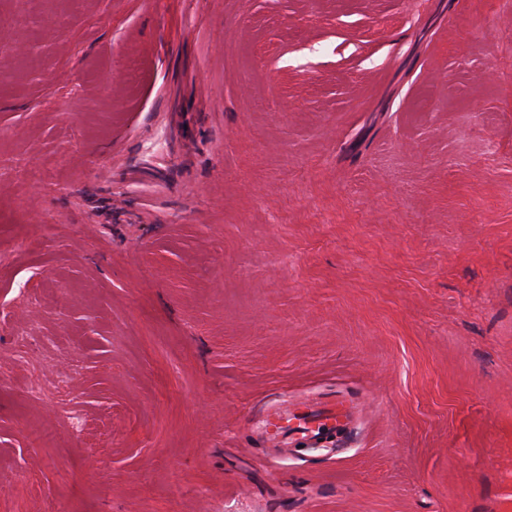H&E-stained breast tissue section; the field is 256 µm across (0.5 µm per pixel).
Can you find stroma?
Masks as SVG:
<instances>
[{
	"instance_id": "1",
	"label": "stroma",
	"mask_w": 512,
	"mask_h": 512,
	"mask_svg": "<svg viewBox=\"0 0 512 512\" xmlns=\"http://www.w3.org/2000/svg\"><path fill=\"white\" fill-rule=\"evenodd\" d=\"M0 48V512H512V0H0ZM293 420L303 421V423H300L298 426V433L306 434L303 437L305 441L317 439L326 430L334 431L336 430V427L340 428L343 423L341 420L336 418L335 413L309 417L290 414L288 409H284L280 414H277L268 422V425L273 429V433L268 434L274 440L287 438L290 430L289 423Z\"/></svg>"
}]
</instances>
